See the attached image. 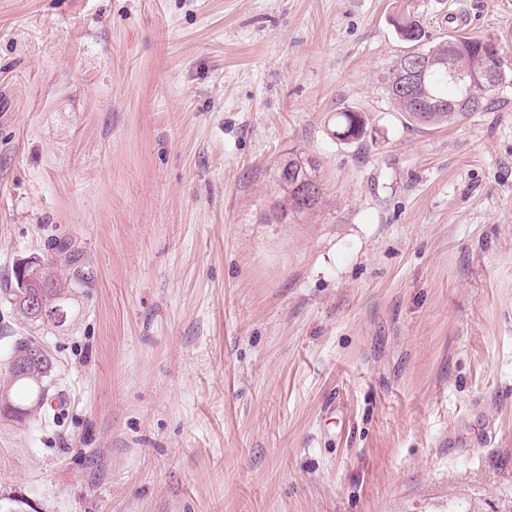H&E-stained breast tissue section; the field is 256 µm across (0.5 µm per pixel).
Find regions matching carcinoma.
<instances>
[{
    "instance_id": "carcinoma-1",
    "label": "carcinoma",
    "mask_w": 512,
    "mask_h": 512,
    "mask_svg": "<svg viewBox=\"0 0 512 512\" xmlns=\"http://www.w3.org/2000/svg\"><path fill=\"white\" fill-rule=\"evenodd\" d=\"M400 39L409 46L403 55L413 53L432 54L434 60L427 61L428 69L424 85L418 91L407 93L399 88L400 60L396 57L385 76L384 90L396 111L400 112L409 123L420 126H439L465 118L474 112H485L492 104V90L474 86L465 91L448 82V76L440 73V59L448 57L455 65L465 71H480L487 63H492L498 70V81L505 78V70L500 49L496 41L489 37L463 36L452 34L438 41L425 45L429 40L426 27L420 16L407 12L400 15L396 22ZM365 120L360 113L342 111L336 115L334 135L343 141L355 142L364 137ZM288 166L297 169L299 176L316 177L317 167L311 159L293 157L288 159ZM276 181L284 193L281 206L283 214L292 211L303 213L312 210L319 203L314 200L305 203L300 198V191L295 181L276 175ZM43 264L41 288L19 287L20 274L13 270L14 283L0 289V299L5 301L13 311L27 324L51 325L55 328L64 326L51 319L38 317L30 309L36 304L49 310L60 309L65 313V322L74 315L71 297L59 283L55 269L80 265L82 254L74 248L68 239L55 240L41 255ZM41 345L32 331L20 334L13 341L11 353L25 352ZM55 368L53 356L32 364L27 375L18 377L12 367H7V379L0 388L4 395L0 398V414L17 422L25 423L40 412L48 395L50 376Z\"/></svg>"
}]
</instances>
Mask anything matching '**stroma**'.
<instances>
[{
  "instance_id": "1",
  "label": "stroma",
  "mask_w": 512,
  "mask_h": 512,
  "mask_svg": "<svg viewBox=\"0 0 512 512\" xmlns=\"http://www.w3.org/2000/svg\"><path fill=\"white\" fill-rule=\"evenodd\" d=\"M407 10L497 40L492 111L396 112ZM61 237L92 285L0 499L512 512V0H0V283ZM360 113L354 111H342L336 115L334 134L336 138L348 142H356L364 137L366 125ZM276 181L284 193V201L281 206V211L284 215H288V211L303 213L312 210L319 203L322 194L320 184L318 185L319 191L317 198L311 203H304L300 198L299 189L295 186L296 180L291 181L290 179H285L280 174V170L279 174L277 170Z\"/></svg>"
}]
</instances>
